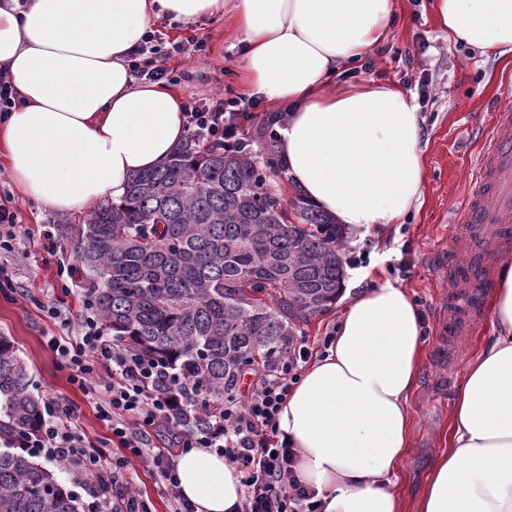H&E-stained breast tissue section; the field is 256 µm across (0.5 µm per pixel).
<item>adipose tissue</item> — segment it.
<instances>
[{"label": "adipose tissue", "instance_id": "adipose-tissue-1", "mask_svg": "<svg viewBox=\"0 0 512 512\" xmlns=\"http://www.w3.org/2000/svg\"><path fill=\"white\" fill-rule=\"evenodd\" d=\"M454 42L512 58V0H433ZM396 0H28L0 7V68L23 104L0 120V164L19 193L57 212L124 196L187 135L180 95L136 81L129 53L163 17L220 18L245 44L239 80L285 111L278 151L291 185L347 231L398 224L422 203L419 105L403 87L336 85L396 20ZM493 340L465 372L448 446L416 512H512V255L496 260ZM422 314L391 280L355 296L327 353L291 389L278 430L320 512H403L395 479L410 442ZM195 512H240L242 474L214 448L184 452Z\"/></svg>", "mask_w": 512, "mask_h": 512}]
</instances>
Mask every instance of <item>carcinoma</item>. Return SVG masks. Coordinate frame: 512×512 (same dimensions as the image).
Wrapping results in <instances>:
<instances>
[{
	"mask_svg": "<svg viewBox=\"0 0 512 512\" xmlns=\"http://www.w3.org/2000/svg\"><path fill=\"white\" fill-rule=\"evenodd\" d=\"M255 141L267 157L188 139L162 166L133 176L120 201L63 229L78 237L73 276L105 328L175 367L194 387L199 419L343 289L342 229L302 195L290 204L268 187V166L284 164L264 129ZM30 386L14 343L0 336V437L42 425ZM81 509L31 455L0 448V512Z\"/></svg>",
	"mask_w": 512,
	"mask_h": 512,
	"instance_id": "cac0c4a2",
	"label": "carcinoma"
}]
</instances>
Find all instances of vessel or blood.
Returning a JSON list of instances; mask_svg holds the SVG:
<instances>
[{"mask_svg": "<svg viewBox=\"0 0 512 512\" xmlns=\"http://www.w3.org/2000/svg\"><path fill=\"white\" fill-rule=\"evenodd\" d=\"M457 222L461 237L489 250L512 236V106L498 107L474 161Z\"/></svg>", "mask_w": 512, "mask_h": 512, "instance_id": "b4317fda", "label": "vessel or blood"}]
</instances>
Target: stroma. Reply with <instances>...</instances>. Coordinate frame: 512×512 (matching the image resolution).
<instances>
[{"label":"stroma","mask_w":512,"mask_h":512,"mask_svg":"<svg viewBox=\"0 0 512 512\" xmlns=\"http://www.w3.org/2000/svg\"><path fill=\"white\" fill-rule=\"evenodd\" d=\"M400 19L385 36L367 62L347 68L345 79L404 84L418 94L426 142L427 180L423 203L404 223L390 224L376 234L360 239L342 238L345 268L370 266L377 255H385L382 271L387 278L407 288L424 318V352L418 380L409 405L412 412L410 448L398 472L396 486L404 512H415L427 474L437 452L448 445V430L457 390L468 365L492 339L494 327L488 311V278L475 287H462L455 293L441 288L444 272L434 259L458 258V228L455 208L468 189V171L477 145L471 133L488 128L493 111L512 102V66L502 67L498 59L481 54L468 45L448 39L434 19L430 0H397ZM164 40H201L205 49L192 58L175 54L167 66L176 81L174 86L186 103H202L214 94L232 98L240 93L233 68L240 46L233 32L225 30L223 19L154 22ZM428 48L418 52V41ZM13 205L30 232L25 246L8 254L9 266L18 274L30 295L15 301L0 296V335L10 338L26 362L31 390L41 404L61 398L72 405L86 436L104 447L112 457H121L125 448L113 440L110 431L90 402L69 379L60 356L47 339L61 332L59 320L50 318L40 304L65 295L72 315H79L83 290L72 283L70 294H63L57 279V258L77 260L76 241L60 236V224H83V213H60L42 204L15 197ZM53 231L54 249H47L44 233ZM472 306L473 332L449 336L448 307ZM132 489L148 501L151 512H173L174 507L158 470L133 461L127 469Z\"/></svg>","instance_id":"obj_1"}]
</instances>
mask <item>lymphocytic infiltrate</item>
<instances>
[{
	"instance_id": "obj_1",
	"label": "lymphocytic infiltrate",
	"mask_w": 512,
	"mask_h": 512,
	"mask_svg": "<svg viewBox=\"0 0 512 512\" xmlns=\"http://www.w3.org/2000/svg\"><path fill=\"white\" fill-rule=\"evenodd\" d=\"M202 41L173 43L148 31L131 55L135 76L149 82L169 79L164 61L170 53L192 55L202 51ZM254 101L216 97L188 106L187 130L203 144L224 142L250 146L247 125L254 118ZM48 345L62 358L70 381L85 394L96 397L97 411L128 456L108 460L104 453L87 448L85 438L72 422L73 407L57 402L51 417L19 448L44 457L47 462L98 475L93 486L96 500H123V512H150L148 503L122 484L132 459L159 468L168 490H175L172 461L190 448H216L244 475L241 512H316L313 494L297 483L295 454L278 438L277 416L293 384L301 376L313 351L289 339L287 348L268 367L254 373L247 387L219 400L206 421L190 416L188 387L167 362L133 352L122 342L106 339L96 310L84 305L77 335L52 336ZM165 432L166 446L150 447L151 432Z\"/></svg>"
}]
</instances>
